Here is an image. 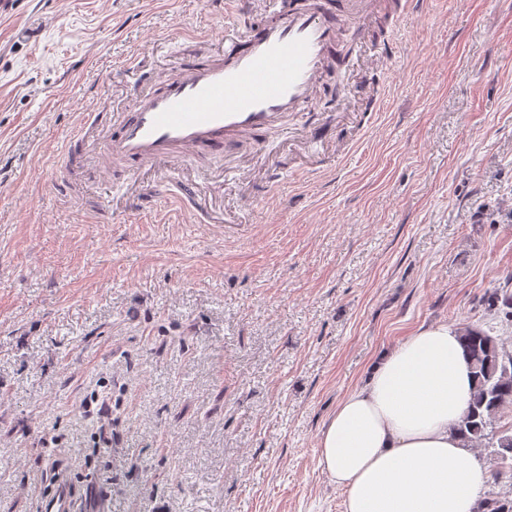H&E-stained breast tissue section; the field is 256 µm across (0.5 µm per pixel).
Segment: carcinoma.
Segmentation results:
<instances>
[{"instance_id": "cac0c4a2", "label": "carcinoma", "mask_w": 512, "mask_h": 512, "mask_svg": "<svg viewBox=\"0 0 512 512\" xmlns=\"http://www.w3.org/2000/svg\"><path fill=\"white\" fill-rule=\"evenodd\" d=\"M462 342L472 361L477 391L457 425L466 441L487 438L495 453L504 459L512 455V434L488 431L499 413L512 409V354L497 339L477 326L466 328Z\"/></svg>"}]
</instances>
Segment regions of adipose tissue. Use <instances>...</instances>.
<instances>
[{
	"label": "adipose tissue",
	"instance_id": "1",
	"mask_svg": "<svg viewBox=\"0 0 512 512\" xmlns=\"http://www.w3.org/2000/svg\"><path fill=\"white\" fill-rule=\"evenodd\" d=\"M459 336L408 337L327 418L319 461L344 512H474L486 469L454 432L475 390Z\"/></svg>",
	"mask_w": 512,
	"mask_h": 512
}]
</instances>
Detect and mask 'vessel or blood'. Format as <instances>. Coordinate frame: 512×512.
Here are the masks:
<instances>
[{"label": "vessel or blood", "mask_w": 512, "mask_h": 512, "mask_svg": "<svg viewBox=\"0 0 512 512\" xmlns=\"http://www.w3.org/2000/svg\"><path fill=\"white\" fill-rule=\"evenodd\" d=\"M248 5L249 0H224L223 51L184 61L161 87L141 93L131 111H110L108 97H101L82 131L64 146L56 193L70 195L69 168L128 181L148 163L220 155L239 141H260L288 113L316 99L328 69L347 63L345 28L366 34L377 28L382 13L398 24L410 9L408 0L392 8L386 0H267L263 22L242 33L237 22ZM89 127L99 129L102 150L114 166H87L83 131ZM172 205L177 215L205 220L194 184L175 191ZM42 512H91V502L61 478Z\"/></svg>", "instance_id": "1"}]
</instances>
